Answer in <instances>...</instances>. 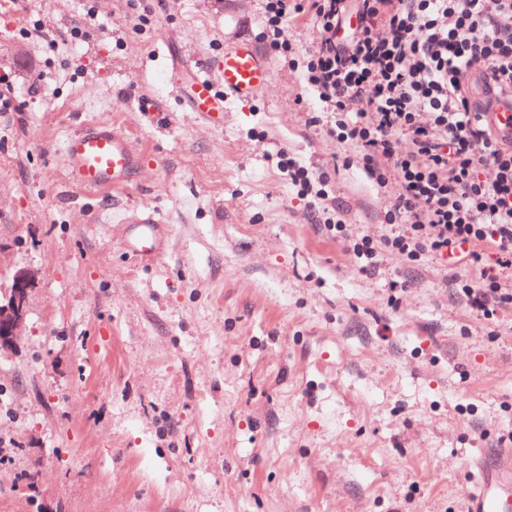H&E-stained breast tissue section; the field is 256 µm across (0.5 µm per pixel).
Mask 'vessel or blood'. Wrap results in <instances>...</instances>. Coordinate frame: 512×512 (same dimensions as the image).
<instances>
[{
    "instance_id": "obj_1",
    "label": "vessel or blood",
    "mask_w": 512,
    "mask_h": 512,
    "mask_svg": "<svg viewBox=\"0 0 512 512\" xmlns=\"http://www.w3.org/2000/svg\"><path fill=\"white\" fill-rule=\"evenodd\" d=\"M270 70L251 43L225 48L218 77L195 70L188 99L194 111L222 119L224 102L230 97H249L269 81ZM487 122L507 140H512V98H502L486 111ZM72 183L83 189L126 187L138 168L141 155L128 138L107 123H92L68 137L63 145ZM124 241L133 255L148 259L165 247L163 220L141 213L125 221ZM480 483L466 498V512H512V451L500 455L497 466L479 464Z\"/></svg>"
}]
</instances>
